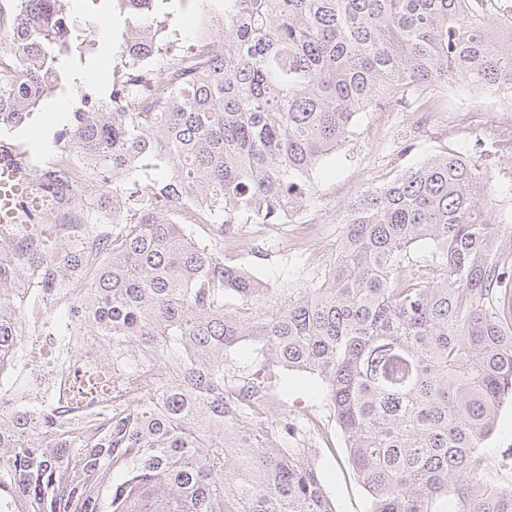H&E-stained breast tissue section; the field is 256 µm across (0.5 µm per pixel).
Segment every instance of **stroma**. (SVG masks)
Masks as SVG:
<instances>
[{
	"label": "stroma",
	"instance_id": "obj_1",
	"mask_svg": "<svg viewBox=\"0 0 512 512\" xmlns=\"http://www.w3.org/2000/svg\"><path fill=\"white\" fill-rule=\"evenodd\" d=\"M103 9L102 0H79L75 11L80 23L104 25L105 33L91 53L74 62L73 78L63 81L60 90L33 112L28 127L8 134L31 154L53 153L54 137L66 127L68 116L110 97L124 23L115 15L102 18ZM200 12L199 0H168L156 15L159 42L188 48L194 42ZM428 95L442 105L433 118L426 117L416 101L386 112L360 113L355 134L331 155L325 171L316 175L315 195L302 213L305 223L317 225V242L327 259L335 257L346 205L362 191L381 186L433 154L448 150L473 158L476 140L485 138L496 124L498 97L474 94L461 83L434 88ZM477 156L485 160L489 154L484 151ZM295 233L291 224L242 225L240 249L230 261L245 264L251 275L272 288L321 280V268L307 254L289 249ZM307 413L321 420V433L312 438L311 446L336 512H370L369 496L353 475L336 415L321 386L308 375L286 373L271 403V418L285 416L297 423ZM479 469L488 483L512 487L511 402H504L499 411L497 429L484 444Z\"/></svg>",
	"mask_w": 512,
	"mask_h": 512
}]
</instances>
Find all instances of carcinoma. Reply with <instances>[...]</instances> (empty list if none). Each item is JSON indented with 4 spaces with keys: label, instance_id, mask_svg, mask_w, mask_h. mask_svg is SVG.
I'll return each instance as SVG.
<instances>
[{
    "label": "carcinoma",
    "instance_id": "obj_1",
    "mask_svg": "<svg viewBox=\"0 0 512 512\" xmlns=\"http://www.w3.org/2000/svg\"><path fill=\"white\" fill-rule=\"evenodd\" d=\"M76 0H0V126L85 55ZM143 31L158 0H129ZM471 0H224L195 76L153 112H75L61 136L99 179L81 231L0 246V366L27 303L79 289L73 346L96 336L112 409L53 407L0 429V498L21 512H335L288 418L282 372L319 381L371 512H512L479 473L512 397V226L492 168L431 156L348 205L323 282L280 291L171 222L278 224L361 112L463 83L512 100V34ZM428 270L409 269L417 242ZM257 350L239 366L243 342Z\"/></svg>",
    "mask_w": 512,
    "mask_h": 512
}]
</instances>
